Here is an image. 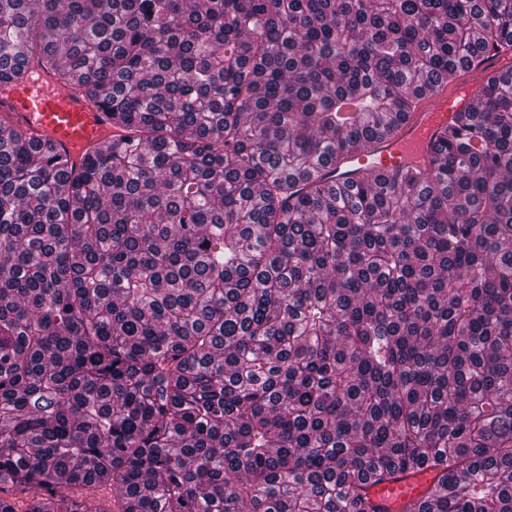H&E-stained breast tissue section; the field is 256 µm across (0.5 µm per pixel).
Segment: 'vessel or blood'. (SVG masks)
Instances as JSON below:
<instances>
[{
	"instance_id": "b4317fda",
	"label": "vessel or blood",
	"mask_w": 512,
	"mask_h": 512,
	"mask_svg": "<svg viewBox=\"0 0 512 512\" xmlns=\"http://www.w3.org/2000/svg\"><path fill=\"white\" fill-rule=\"evenodd\" d=\"M504 66V59L489 54L471 67L468 78L422 93L397 134L378 140L369 153L349 157L345 171L382 172L428 158L455 112L467 109L484 77L501 72ZM0 115L26 135L51 142L76 164L114 132L97 96L84 88L59 86L49 73L41 74L39 81L0 90ZM434 485L435 474L429 470L398 474L371 487L370 497L387 512H399L407 502L430 495Z\"/></svg>"
}]
</instances>
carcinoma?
Masks as SVG:
<instances>
[{
    "label": "carcinoma",
    "instance_id": "1",
    "mask_svg": "<svg viewBox=\"0 0 512 512\" xmlns=\"http://www.w3.org/2000/svg\"><path fill=\"white\" fill-rule=\"evenodd\" d=\"M486 50L512 0H0V84L116 130L0 118V512H512V64L336 184ZM507 62L503 57L487 54L480 64L467 71L473 79L465 77L456 84L422 93L415 108L401 122L398 133L378 140L367 154L349 157L340 170L348 173L336 176V182L355 179L365 171L382 172L428 158L432 144L448 128L454 113L466 110L480 91L483 78L502 72ZM0 112L11 126L42 142L49 141L71 163H81L115 130L100 99L85 88H64L52 74L0 91ZM436 474L430 470L413 474H397L370 488V497L390 511H397L409 501L430 495Z\"/></svg>",
    "mask_w": 512,
    "mask_h": 512
}]
</instances>
